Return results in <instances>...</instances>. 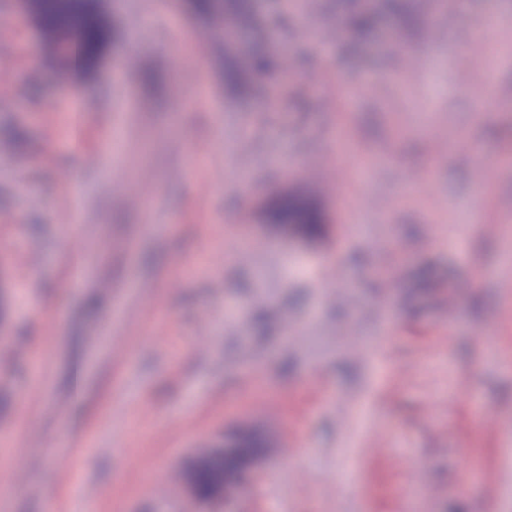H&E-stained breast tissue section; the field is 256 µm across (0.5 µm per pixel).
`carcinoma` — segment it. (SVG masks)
<instances>
[{"instance_id": "carcinoma-1", "label": "carcinoma", "mask_w": 512, "mask_h": 512, "mask_svg": "<svg viewBox=\"0 0 512 512\" xmlns=\"http://www.w3.org/2000/svg\"><path fill=\"white\" fill-rule=\"evenodd\" d=\"M34 16L43 37L59 51L64 69L80 78L97 63L104 48L117 35L108 20L101 15L91 0H32ZM257 0H182L183 8L198 17L221 15L236 28L252 34L253 48L247 59V71L238 64L227 62L224 80L236 92L245 93L253 88L263 89L269 81L288 67L294 52L286 47L271 51L263 31V21ZM353 31L360 37L372 26L369 13L359 11L351 20ZM257 220L277 231L288 232L293 227L296 237L315 242L328 232L322 206L310 196L288 189L275 191L264 202ZM224 482V461H212L197 473L196 485L199 496L206 498Z\"/></svg>"}]
</instances>
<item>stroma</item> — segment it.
<instances>
[{
	"instance_id": "obj_1",
	"label": "stroma",
	"mask_w": 512,
	"mask_h": 512,
	"mask_svg": "<svg viewBox=\"0 0 512 512\" xmlns=\"http://www.w3.org/2000/svg\"><path fill=\"white\" fill-rule=\"evenodd\" d=\"M297 2L262 17L304 63L238 99L223 26L155 0L140 45L96 0L76 137L0 0V512H196L179 471L243 427L273 451L235 512H512V0ZM279 186L323 240L255 221Z\"/></svg>"
}]
</instances>
